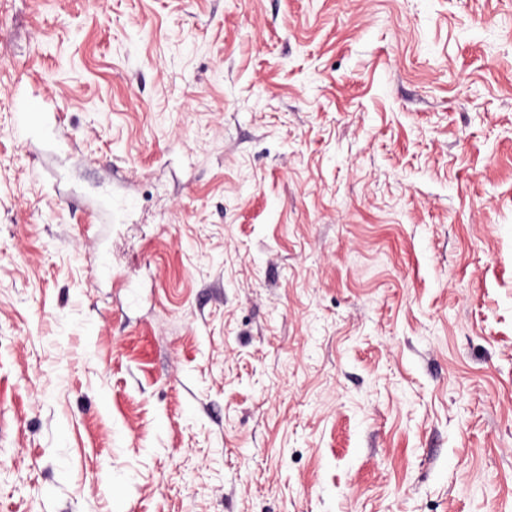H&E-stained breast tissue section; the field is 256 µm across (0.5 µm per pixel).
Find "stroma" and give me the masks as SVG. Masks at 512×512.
<instances>
[{
	"instance_id": "35a3bbf8",
	"label": "stroma",
	"mask_w": 512,
	"mask_h": 512,
	"mask_svg": "<svg viewBox=\"0 0 512 512\" xmlns=\"http://www.w3.org/2000/svg\"><path fill=\"white\" fill-rule=\"evenodd\" d=\"M0 512H512V0H0Z\"/></svg>"
}]
</instances>
